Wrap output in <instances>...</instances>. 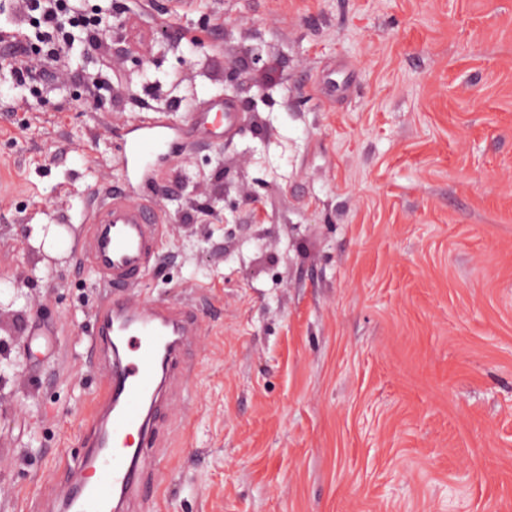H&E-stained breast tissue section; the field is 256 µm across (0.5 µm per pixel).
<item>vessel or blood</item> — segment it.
Listing matches in <instances>:
<instances>
[{"label": "vessel or blood", "instance_id": "b4317fda", "mask_svg": "<svg viewBox=\"0 0 512 512\" xmlns=\"http://www.w3.org/2000/svg\"><path fill=\"white\" fill-rule=\"evenodd\" d=\"M237 106L227 99L210 102L193 117L194 131L226 137L237 126ZM169 144L162 123H147L123 141L120 161L134 181L144 162ZM154 189L109 192L85 220L76 250L112 294L96 311L97 327L82 344L93 361L108 370L100 382L89 420L83 455L62 463L59 512H132L145 491L143 474L156 441L155 416L171 389L185 386V347L198 336L195 312L182 304L140 298L137 287L155 261L162 219Z\"/></svg>", "mask_w": 512, "mask_h": 512}]
</instances>
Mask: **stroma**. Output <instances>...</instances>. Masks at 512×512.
Returning <instances> with one entry per match:
<instances>
[{
	"instance_id": "1",
	"label": "stroma",
	"mask_w": 512,
	"mask_h": 512,
	"mask_svg": "<svg viewBox=\"0 0 512 512\" xmlns=\"http://www.w3.org/2000/svg\"><path fill=\"white\" fill-rule=\"evenodd\" d=\"M124 8L110 66L74 52L37 90L0 77V289L26 228L81 231L120 188L131 128L175 130L146 175L164 236L140 295L190 304L200 334L141 512H512V0ZM248 46L273 80L251 106L224 84ZM224 97L236 134L189 141ZM35 265L0 512H52L95 391L76 339L103 289L71 241Z\"/></svg>"
}]
</instances>
